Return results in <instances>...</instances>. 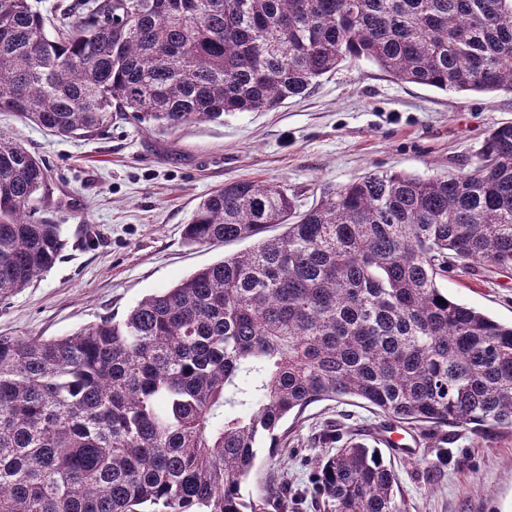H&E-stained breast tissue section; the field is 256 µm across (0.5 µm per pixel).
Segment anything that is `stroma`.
Here are the masks:
<instances>
[{
    "instance_id": "stroma-1",
    "label": "stroma",
    "mask_w": 512,
    "mask_h": 512,
    "mask_svg": "<svg viewBox=\"0 0 512 512\" xmlns=\"http://www.w3.org/2000/svg\"><path fill=\"white\" fill-rule=\"evenodd\" d=\"M512 122V94L456 93L400 83L375 64L344 62L306 96L272 112L175 129L132 117L89 137L45 133L0 114V130L35 148L49 167L53 208L68 245L50 271L0 301V336H64L250 246H189L184 224L213 189L239 180L287 185L311 203L317 184L340 186L370 171L448 175L472 166L490 130ZM94 226V246L81 242ZM450 298L512 322V270L449 274ZM386 418L355 402L320 401L282 427L279 447L259 448L244 496L280 488L288 512H319L318 462L336 452L328 429L377 447ZM379 447V446H378ZM382 449V448H381ZM402 512H512V428L448 426L414 434L409 453L383 448Z\"/></svg>"
}]
</instances>
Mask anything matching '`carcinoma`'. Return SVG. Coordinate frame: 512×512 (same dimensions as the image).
<instances>
[{"label":"carcinoma","mask_w":512,"mask_h":512,"mask_svg":"<svg viewBox=\"0 0 512 512\" xmlns=\"http://www.w3.org/2000/svg\"><path fill=\"white\" fill-rule=\"evenodd\" d=\"M0 0V112L57 136L113 114L177 128L269 112L345 61L442 91L512 93V0ZM224 184L189 245L254 240L67 336H0V512H265L241 485L311 403L356 399L422 432L512 428V324L448 298L512 267V123L451 176ZM41 156L0 131V299L67 245ZM272 226L282 232L265 233ZM338 444L324 512H399L381 452Z\"/></svg>","instance_id":"carcinoma-1"}]
</instances>
